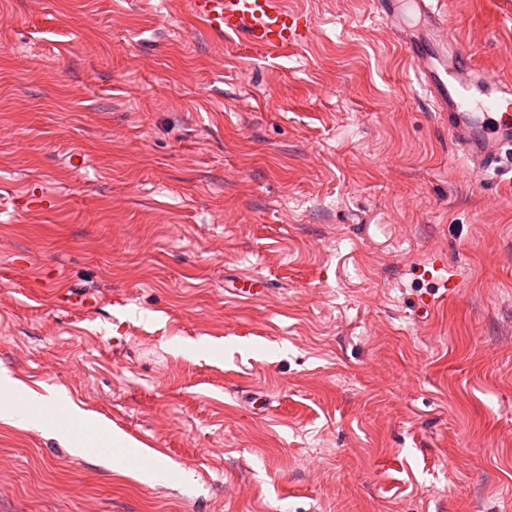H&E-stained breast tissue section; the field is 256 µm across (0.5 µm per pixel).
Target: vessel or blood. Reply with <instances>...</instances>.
Here are the masks:
<instances>
[{"label": "vessel or blood", "instance_id": "obj_1", "mask_svg": "<svg viewBox=\"0 0 512 512\" xmlns=\"http://www.w3.org/2000/svg\"><path fill=\"white\" fill-rule=\"evenodd\" d=\"M188 6L208 32L243 36L270 54L301 47L311 35L308 16L287 0H188ZM413 7L420 35L401 29L396 38L431 111L477 171L512 165V113L500 109L512 97V83L472 61L454 32L447 0H413Z\"/></svg>", "mask_w": 512, "mask_h": 512}]
</instances>
